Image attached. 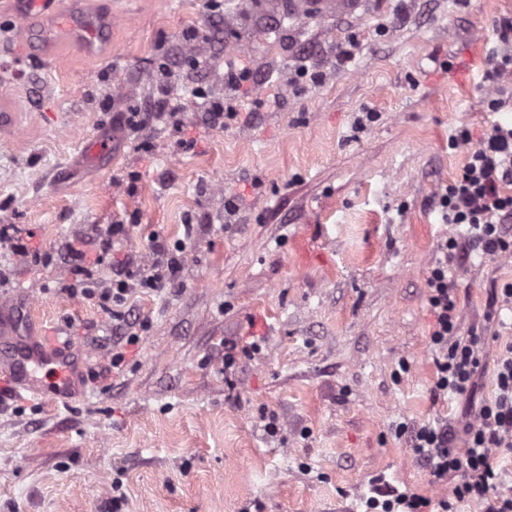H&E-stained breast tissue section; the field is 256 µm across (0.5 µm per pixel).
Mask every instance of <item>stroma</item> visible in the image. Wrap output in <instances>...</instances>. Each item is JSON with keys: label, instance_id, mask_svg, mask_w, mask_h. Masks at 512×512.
I'll return each mask as SVG.
<instances>
[{"label": "stroma", "instance_id": "stroma-1", "mask_svg": "<svg viewBox=\"0 0 512 512\" xmlns=\"http://www.w3.org/2000/svg\"><path fill=\"white\" fill-rule=\"evenodd\" d=\"M281 2L61 0L112 16L86 55L0 14V227L17 233L0 240V300L21 333L73 343L80 377L73 399L0 408V512H366L381 490L451 496L408 430L461 428L492 398L512 311L486 315L512 256L461 250V332L479 334L487 368L470 397L434 398L426 280L453 228L432 198L467 161L448 144L458 128L477 141L512 122L484 103L512 0H364L296 20ZM303 65L321 82L292 84ZM228 69L249 82L228 85ZM162 90L170 116L130 130L126 114ZM101 139L111 155L90 156ZM157 240L185 244L174 283L119 306L79 295L110 283L113 250L143 266ZM253 340L260 352L225 372V351Z\"/></svg>", "mask_w": 512, "mask_h": 512}]
</instances>
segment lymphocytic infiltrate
Segmentation results:
<instances>
[{
  "mask_svg": "<svg viewBox=\"0 0 512 512\" xmlns=\"http://www.w3.org/2000/svg\"><path fill=\"white\" fill-rule=\"evenodd\" d=\"M453 146L468 149L462 173L443 185L436 194V206L446 224L467 226L468 244L489 257L512 254V125L496 124L480 141H473L469 129H458ZM459 244L449 236L438 245L441 254L428 279V305L434 315L429 342L436 351L434 393L456 396L470 394L486 361L477 334L461 335L455 288L448 277V265L457 258ZM159 264L131 279L130 257L116 262V280L105 290L106 298L124 303L134 288H160L174 280L180 269L176 249L167 244L155 248ZM496 393L480 406L475 421L455 430L445 425L423 424L413 428L411 443L420 463L438 480L455 478L452 496L431 503L419 495L391 499H370L369 512H424L437 505L438 512H454L455 502L480 499L488 512H512V490L501 489L496 459L512 452V342L500 350L494 370ZM464 434V447H456L457 434Z\"/></svg>",
  "mask_w": 512,
  "mask_h": 512,
  "instance_id": "1",
  "label": "lymphocytic infiltrate"
}]
</instances>
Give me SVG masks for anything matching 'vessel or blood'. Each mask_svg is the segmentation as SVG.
<instances>
[{"instance_id": "b4317fda", "label": "vessel or blood", "mask_w": 512, "mask_h": 512, "mask_svg": "<svg viewBox=\"0 0 512 512\" xmlns=\"http://www.w3.org/2000/svg\"><path fill=\"white\" fill-rule=\"evenodd\" d=\"M108 16L67 19L63 31L68 41L83 52L93 51L96 38L111 28ZM10 306L0 307V398L15 400L27 395L41 400L69 399L75 394L73 349L59 343L57 337L25 339L3 327ZM52 379H45L44 370Z\"/></svg>"}]
</instances>
